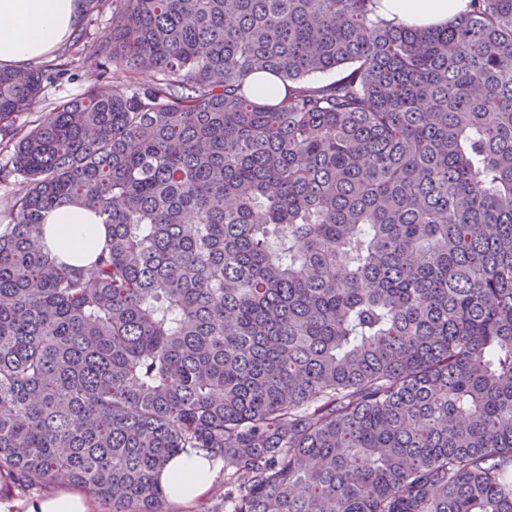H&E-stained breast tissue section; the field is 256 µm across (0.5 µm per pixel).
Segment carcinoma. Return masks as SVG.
<instances>
[{
    "mask_svg": "<svg viewBox=\"0 0 512 512\" xmlns=\"http://www.w3.org/2000/svg\"><path fill=\"white\" fill-rule=\"evenodd\" d=\"M119 2L123 79L30 124L64 69L0 67V476L168 512L201 448L224 512H512V0ZM378 14L384 20L398 19L410 25L434 26L467 8L469 0H380ZM43 223L44 242L53 257L92 268L93 255L103 244L108 231L96 214L65 205L47 211ZM208 456L204 450L185 448L160 472V485L171 501L167 505L170 512H184L179 505H194L206 497L224 466L219 458Z\"/></svg>",
    "mask_w": 512,
    "mask_h": 512,
    "instance_id": "carcinoma-1",
    "label": "carcinoma"
}]
</instances>
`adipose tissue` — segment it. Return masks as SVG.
<instances>
[{
	"label": "adipose tissue",
	"instance_id": "ef3b65f1",
	"mask_svg": "<svg viewBox=\"0 0 512 512\" xmlns=\"http://www.w3.org/2000/svg\"><path fill=\"white\" fill-rule=\"evenodd\" d=\"M469 0H381L384 20L434 26L467 8ZM80 0H0V66L20 67L37 61L65 42L81 21ZM44 242L52 256L88 268L107 228L83 208L65 205L46 212ZM224 463L207 452L188 448L171 457L159 475L169 500L187 506L201 502Z\"/></svg>",
	"mask_w": 512,
	"mask_h": 512
}]
</instances>
